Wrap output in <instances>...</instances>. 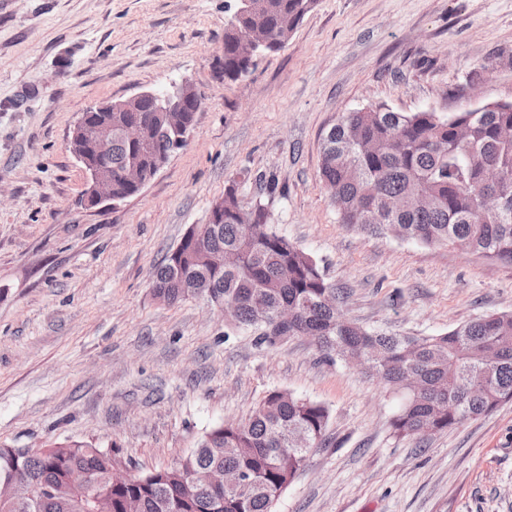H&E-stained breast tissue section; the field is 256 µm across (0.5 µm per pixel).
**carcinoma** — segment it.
Instances as JSON below:
<instances>
[{
	"mask_svg": "<svg viewBox=\"0 0 512 512\" xmlns=\"http://www.w3.org/2000/svg\"><path fill=\"white\" fill-rule=\"evenodd\" d=\"M316 0H257L253 11L224 24V78L249 71L237 54L241 37L259 31L273 52L292 37ZM172 90L154 91L130 112L112 113V195L125 201L141 189L124 171L137 159L152 168L175 151L174 135L157 111ZM139 122L145 144L120 135ZM512 110L396 112L377 105L346 112L323 139L319 178L345 224L429 247L457 246L484 259L512 264ZM500 181L487 186L483 170ZM488 192L496 211L483 207ZM224 214L209 212L157 267L154 298L175 304L200 297L213 306L233 303L236 326L258 330L261 343L309 336L328 356L362 353V370L405 396L391 426L423 439L512 402V313L479 317L433 336L368 329L343 315L340 291L317 260L278 233L262 202L245 210L236 184L228 185ZM294 311L276 321L281 307ZM325 405L287 391L269 393L248 416L210 429L174 466L136 473L114 486L120 460L79 441L44 448L0 445V483L22 476L23 495L0 500V512H271L273 502L301 474L309 453L327 440ZM235 470L248 482L238 489L207 488L201 475Z\"/></svg>",
	"mask_w": 512,
	"mask_h": 512,
	"instance_id": "obj_1",
	"label": "carcinoma"
}]
</instances>
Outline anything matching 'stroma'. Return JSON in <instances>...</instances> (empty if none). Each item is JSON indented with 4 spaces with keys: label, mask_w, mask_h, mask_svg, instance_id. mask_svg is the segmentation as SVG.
Listing matches in <instances>:
<instances>
[{
    "label": "stroma",
    "mask_w": 512,
    "mask_h": 512,
    "mask_svg": "<svg viewBox=\"0 0 512 512\" xmlns=\"http://www.w3.org/2000/svg\"><path fill=\"white\" fill-rule=\"evenodd\" d=\"M228 2L0 0V443L83 441L144 473L287 390L328 408V442L272 512H512V403L400 437V394L310 337L261 344L151 290L233 179L346 288L349 320L431 336L512 312V265L341 223L318 175L342 113L511 100L512 0H318L236 81L220 69ZM180 80L204 98L187 145L137 196L81 205L78 118Z\"/></svg>",
    "instance_id": "obj_1"
}]
</instances>
